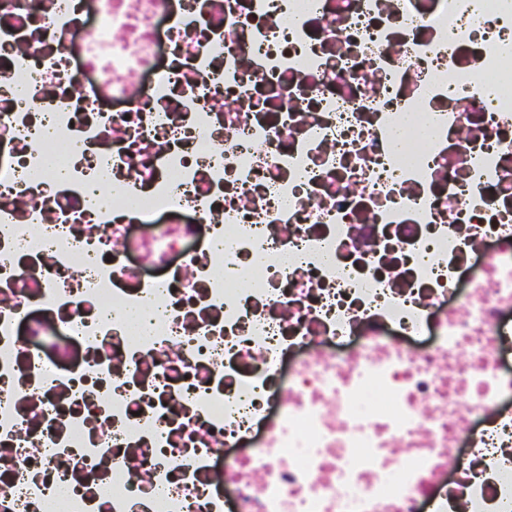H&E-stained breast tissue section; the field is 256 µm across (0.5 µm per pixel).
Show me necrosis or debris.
Masks as SVG:
<instances>
[{
    "instance_id": "necrosis-or-debris-1",
    "label": "necrosis or debris",
    "mask_w": 512,
    "mask_h": 512,
    "mask_svg": "<svg viewBox=\"0 0 512 512\" xmlns=\"http://www.w3.org/2000/svg\"><path fill=\"white\" fill-rule=\"evenodd\" d=\"M511 351L512 0H0V512H512Z\"/></svg>"
}]
</instances>
